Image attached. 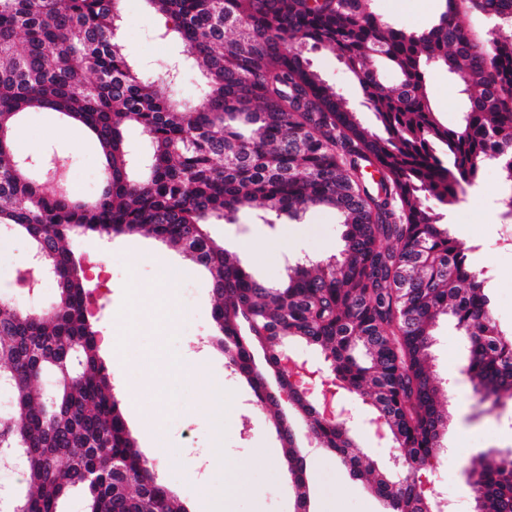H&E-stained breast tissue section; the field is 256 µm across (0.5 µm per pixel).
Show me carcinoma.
Here are the masks:
<instances>
[{
	"mask_svg": "<svg viewBox=\"0 0 512 512\" xmlns=\"http://www.w3.org/2000/svg\"><path fill=\"white\" fill-rule=\"evenodd\" d=\"M121 0H0V229L26 237L41 258L25 278L56 289L54 306L33 312L0 298V450L23 457L22 512H186L143 457L112 393L72 236L110 239L147 232L192 255L211 276L216 346L257 401L282 394L318 444L384 512H428L420 471L440 459L449 412L446 382L427 359L443 315L466 351L460 373L489 410L512 401V336L493 317L476 246L444 222L448 206L497 164L502 216L512 219V0H442L429 26L406 29L378 15L373 0H146L162 37L199 69L197 105L164 95L170 77L150 79L116 38ZM469 14L487 23L477 42ZM234 37L226 39L227 32ZM320 47L339 59L378 125L312 69ZM400 77L383 83L380 65ZM448 72L461 100L448 127L427 91L430 69ZM48 109L87 131L103 157L102 190L86 200L49 190L32 171L52 167L46 149L21 154L23 115ZM142 128L150 157L137 162L123 128ZM261 208L270 226L309 207L336 211L340 254L286 267L268 286L209 236ZM320 350L326 375L368 395L398 451V478L375 469L350 428L324 417L320 402L283 363V347ZM263 364L256 362V349ZM274 427L309 512L304 458L288 418ZM473 512H512V453L473 458Z\"/></svg>",
	"mask_w": 512,
	"mask_h": 512,
	"instance_id": "obj_1",
	"label": "carcinoma"
}]
</instances>
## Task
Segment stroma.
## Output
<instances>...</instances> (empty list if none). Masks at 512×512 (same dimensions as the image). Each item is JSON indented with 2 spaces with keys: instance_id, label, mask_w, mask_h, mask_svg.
<instances>
[{
  "instance_id": "1",
  "label": "stroma",
  "mask_w": 512,
  "mask_h": 512,
  "mask_svg": "<svg viewBox=\"0 0 512 512\" xmlns=\"http://www.w3.org/2000/svg\"><path fill=\"white\" fill-rule=\"evenodd\" d=\"M384 18L408 29L429 25L442 9L441 0H375ZM123 24L118 40L129 57L145 74L162 75L174 57L172 44L158 36L159 20L145 0H124ZM313 68L335 85L353 105H361L359 85L340 63L336 51L323 48L310 54ZM429 91L438 119L455 125L459 99L445 70L429 75ZM24 144L50 146L66 159L68 179L84 183L87 195L100 190L101 160L98 149L77 127L57 114L37 110L24 114L18 133ZM501 189L494 165L484 169L479 185L468 190L464 200L446 215L453 235L465 245L478 248V261L487 273V288L500 328L512 332V244H505L503 219L497 204ZM210 237L238 256L258 280L274 284L285 274V261L306 256L323 261L339 254L343 247V226L336 212L308 209L300 220H284L268 226L256 223L248 213L239 214L233 224L208 227ZM71 248L83 263L102 257L112 269L106 291L95 295L92 311L102 334H113L117 343H104L112 391L121 399L127 426L138 447L156 468L159 478L187 512H207L206 489L223 490L225 484L249 486L246 495L232 496L229 512H296V490L284 467V450L272 424L271 410L254 397L249 385L230 375L224 355L215 346L197 351L201 337L213 336L214 297L207 273L190 256L171 248L152 235L117 236L100 239L85 236L71 241ZM152 253L151 261L132 266L130 253ZM172 264L187 275L186 281L160 283L158 266ZM167 290L180 316L174 326L160 331L147 306L160 290ZM141 313L128 317L130 305ZM193 360L204 380L170 383L173 363ZM464 360L461 337L449 317H442L430 363L437 376L457 372ZM340 404L355 420L353 433L378 468L394 473L396 449L378 440L372 423L370 402L346 394ZM448 429L443 439V459L423 478L435 492L448 498L472 497L466 467L478 454H501L512 450V403L486 413L467 383H459L448 399ZM160 415L161 435L147 436L143 421ZM296 444L306 460V475L314 512H383L362 481L352 479L313 438L302 423L295 426ZM221 454L222 466L202 470L199 462L208 455Z\"/></svg>"
}]
</instances>
